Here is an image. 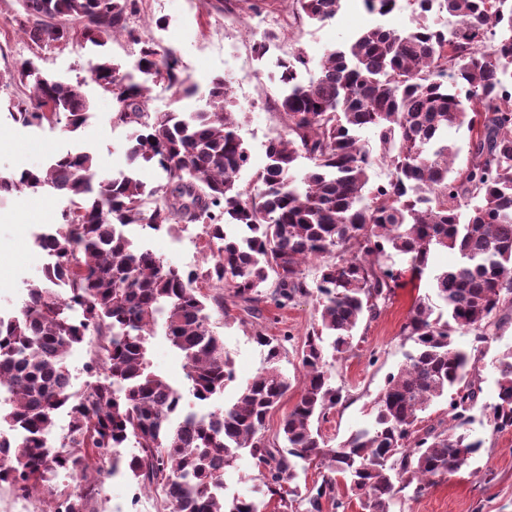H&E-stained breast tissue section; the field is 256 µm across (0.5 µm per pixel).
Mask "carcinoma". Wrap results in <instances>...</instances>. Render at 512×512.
<instances>
[{"label":"carcinoma","mask_w":512,"mask_h":512,"mask_svg":"<svg viewBox=\"0 0 512 512\" xmlns=\"http://www.w3.org/2000/svg\"><path fill=\"white\" fill-rule=\"evenodd\" d=\"M31 40L63 43L74 34L93 47L115 34L140 46L131 67L100 55L90 79L112 93L115 122L131 129L129 164L159 173L152 188L122 172L98 175L88 151L66 152L45 169L0 175V194L47 189L71 201L62 222L37 237L55 257L45 281L31 284L13 317L0 318V437L13 463L0 470L24 499L45 495L61 512H96L104 484L96 463L112 456V474L123 473L160 497L166 512H267L265 498L226 500L224 473L246 450L262 467L264 494L288 487L290 502L304 498L307 512L323 503L338 510V479L351 477L361 512H394L399 494H418L461 471L481 448L464 430L482 393L476 355L454 346L470 332L485 344L512 310V6L508 0H414L424 16L432 5L455 16L452 35L425 22L408 31L375 26L327 51L320 75L303 83L307 56L297 50L280 63L283 86L274 108L286 135L267 146L268 163L256 174L257 192L239 186L249 161L230 111L224 79L210 80L203 104L189 114L149 112L143 75H155L186 96L197 84L182 74L177 52L142 39L129 19L139 0H17ZM343 0H291L294 22L322 24ZM386 16L401 0H361ZM8 80L29 90L13 104L15 121L41 126L66 121L76 130L89 102L82 83L46 77L20 60ZM466 128L469 151L462 165L448 129ZM370 129L378 155L357 132ZM313 167L292 174L299 155ZM393 170L386 183L371 181L373 165ZM204 225L218 242L204 272L172 267L133 246L123 228L153 231L174 224ZM457 256L433 271L431 255ZM415 278L431 273L446 315H434L421 299L409 311L401 335L413 351L371 403L373 423L339 447L322 438L314 422L342 400L327 357H343L364 317L402 287L395 259ZM318 261L314 284L305 266ZM275 286L265 288L270 277ZM208 280L227 288L251 317L268 301L285 307L313 296L319 322L300 348L302 388L283 418L276 440L264 439L270 412L291 387L282 369L281 340L258 331L266 366L238 389L232 403L205 415L186 406L189 394L208 403L234 381L232 360L214 331L209 302L224 298L198 286ZM162 335L179 350L187 391L152 368L150 339ZM94 358V381L80 394L70 389L67 355L83 343ZM497 400L488 406L495 432L512 429V347L496 358ZM451 394L450 424L419 432L418 415ZM67 409L70 429L52 440L55 419ZM134 442L136 452L121 449ZM319 460L328 474L305 490L295 484L299 462ZM78 478L74 490L53 481Z\"/></svg>","instance_id":"1"}]
</instances>
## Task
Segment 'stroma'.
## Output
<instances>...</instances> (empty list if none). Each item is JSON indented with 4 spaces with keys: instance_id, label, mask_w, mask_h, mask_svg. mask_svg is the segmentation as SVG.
<instances>
[{
    "instance_id": "obj_1",
    "label": "stroma",
    "mask_w": 512,
    "mask_h": 512,
    "mask_svg": "<svg viewBox=\"0 0 512 512\" xmlns=\"http://www.w3.org/2000/svg\"><path fill=\"white\" fill-rule=\"evenodd\" d=\"M263 15L268 23L258 28L251 40L245 38L244 31L252 11L228 17L212 0H140L133 18L143 39L176 50L183 74L199 88H206L215 76L226 80L240 120L239 133L250 152V164L238 178L240 186L247 188L252 187L254 174L267 163L268 143L284 132L283 118L272 108L280 96L281 60L304 50L309 64L300 71L299 78L306 83L318 77L326 50L343 45L360 31L377 25L405 31L420 20L407 2L381 17L368 13L360 0H344L337 16L324 24H291L281 0L264 9ZM23 21L16 0H0V73L10 71L17 60L30 59L58 80L85 78L82 91L89 101V111L84 124L74 131L61 123L27 127L9 114L10 103L23 98L24 87L0 82V173L40 169L66 151L87 149L93 153L100 174L118 175L128 167L126 148L131 131L114 122L112 114L117 104L111 93L88 80L90 50L77 37L55 47L37 45L23 32ZM257 40L268 46L261 58L253 51ZM67 204L66 198L28 190L0 196V316L17 314L28 286L43 281L49 258L36 245L35 236L58 223ZM127 232L136 244L170 266L204 270L212 263L213 247L202 225L178 224L159 232L132 225ZM432 294L427 276L396 289L377 318L363 320L356 332L355 349L333 362L331 371L342 388L343 399L320 425L330 446H337L355 430L369 425L370 402L384 387L388 375L405 363V354L411 348L400 328L415 300ZM210 314L237 376L236 384L228 385L210 402L213 410L233 399L237 383L247 381L264 367L266 350L254 341L255 331L284 338V367L291 388L266 422L265 436L274 439L282 419L300 395L299 349L316 321L315 298H300L282 309L268 304L254 318L228 299L223 308H211ZM511 346L512 319L485 344L480 361L483 392L470 413L466 430L471 438L481 441V448L467 467L436 486L417 495L404 490L401 512H512V430L494 432L485 411L497 397L494 360ZM224 486L229 497L260 496L262 484L255 459L241 455L234 468L226 471ZM96 508L98 512H162L158 496L137 492L135 484L121 476L107 480Z\"/></svg>"
}]
</instances>
